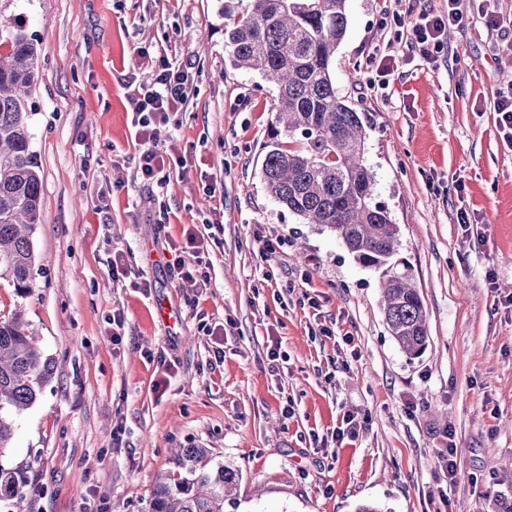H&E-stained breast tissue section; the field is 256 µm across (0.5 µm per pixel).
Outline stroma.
<instances>
[{"label":"stroma","mask_w":512,"mask_h":512,"mask_svg":"<svg viewBox=\"0 0 512 512\" xmlns=\"http://www.w3.org/2000/svg\"><path fill=\"white\" fill-rule=\"evenodd\" d=\"M224 2L0 0L39 49L33 286L0 280V319L21 313L54 364L5 456L28 478L26 512H148L179 446L237 471L224 512H512V309L500 302L512 294V147L494 111L512 89V55L496 53L500 32L470 16L432 66L408 48V0H347L334 83L367 118L375 200L426 310V348L410 358L386 328L380 272L268 193L277 87L227 58ZM389 53L398 64L374 88L371 59ZM163 61L194 83L157 140L188 164L156 186L137 172L127 96ZM462 205L486 244L463 237ZM209 220L224 232L206 285L172 279L170 243ZM266 238L282 248L265 252ZM140 277L150 293L134 288ZM163 300L177 321L157 318ZM162 353L173 367L156 362ZM347 411L359 424L339 443ZM448 425L453 483L437 459Z\"/></svg>","instance_id":"stroma-1"}]
</instances>
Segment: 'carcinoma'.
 Segmentation results:
<instances>
[{
  "instance_id": "carcinoma-1",
  "label": "carcinoma",
  "mask_w": 512,
  "mask_h": 512,
  "mask_svg": "<svg viewBox=\"0 0 512 512\" xmlns=\"http://www.w3.org/2000/svg\"><path fill=\"white\" fill-rule=\"evenodd\" d=\"M347 0H247L224 27L231 64L261 73L278 90L274 135L261 174L275 201L305 224L334 232L359 264L382 271L386 327L408 356L428 339L421 296L408 271L392 258L399 230L375 202L365 164L362 113L336 92L331 66L346 34ZM0 279L19 292L32 288L31 236L40 220L42 181L31 148L28 97L38 49L23 27L0 15ZM52 375L34 333L18 315L0 320V458L14 435L13 416L37 400ZM207 449L182 448L168 475L150 493L149 512H224L238 474L202 465ZM26 476L0 463V502L24 498Z\"/></svg>"
}]
</instances>
